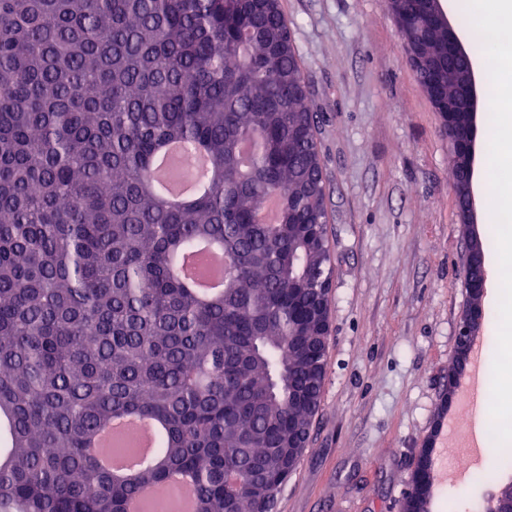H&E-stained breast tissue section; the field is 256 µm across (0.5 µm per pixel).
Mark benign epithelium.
Returning a JSON list of instances; mask_svg holds the SVG:
<instances>
[{"label": "benign epithelium", "instance_id": "benign-epithelium-1", "mask_svg": "<svg viewBox=\"0 0 512 512\" xmlns=\"http://www.w3.org/2000/svg\"><path fill=\"white\" fill-rule=\"evenodd\" d=\"M429 21L434 26L448 28V46L456 55L465 53L456 32L448 22L446 14L434 12L430 15ZM469 90V109L466 112V121L458 125L455 121V108L452 96L439 99L433 87H427V95L441 112L444 124L448 130V139L451 146V159L455 171H462L465 179L459 183L461 192L458 194L460 201L459 215L461 224L465 230L466 237L470 240L477 238L474 232L476 223L475 196L473 191V178L476 161V135L477 112L475 78H470L467 83ZM465 286L469 293H484L487 283V271L484 255L475 249H468L465 255ZM331 283L327 282L321 289V294L314 301L302 308V315L306 316L315 326L317 341L310 347H301V350L316 362L325 355L326 348L321 346L322 337L331 334V315L329 304V288ZM482 321V309L468 305L463 311L457 325L456 348L458 365L463 366L470 360V352L475 337L478 336V323ZM432 442L424 444L419 450L414 469L413 488H418L424 481L428 471L432 467Z\"/></svg>", "mask_w": 512, "mask_h": 512}]
</instances>
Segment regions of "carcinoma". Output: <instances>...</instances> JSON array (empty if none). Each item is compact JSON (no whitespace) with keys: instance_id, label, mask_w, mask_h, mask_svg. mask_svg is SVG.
<instances>
[{"instance_id":"carcinoma-1","label":"carcinoma","mask_w":512,"mask_h":512,"mask_svg":"<svg viewBox=\"0 0 512 512\" xmlns=\"http://www.w3.org/2000/svg\"><path fill=\"white\" fill-rule=\"evenodd\" d=\"M401 0L403 39L464 97L465 57ZM279 4L260 0H0V512H126L178 473L195 512H261L281 486L288 390L309 363L288 344L326 223L313 110ZM202 149L208 190L174 207L150 182L164 142ZM280 199L279 220L259 219ZM211 240L224 291L202 296L175 259ZM159 422L134 474L92 443L112 418Z\"/></svg>"}]
</instances>
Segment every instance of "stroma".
Segmentation results:
<instances>
[{"label":"stroma","mask_w":512,"mask_h":512,"mask_svg":"<svg viewBox=\"0 0 512 512\" xmlns=\"http://www.w3.org/2000/svg\"><path fill=\"white\" fill-rule=\"evenodd\" d=\"M300 54L326 190L332 247L331 335L308 447L272 512H399L430 435L442 377L469 302L448 135L407 61L387 0H280ZM496 124L480 121L478 233L491 206ZM479 337L496 349L505 326L498 249ZM496 449L477 478L434 480L430 512H475L512 470Z\"/></svg>","instance_id":"35a3bbf8"}]
</instances>
